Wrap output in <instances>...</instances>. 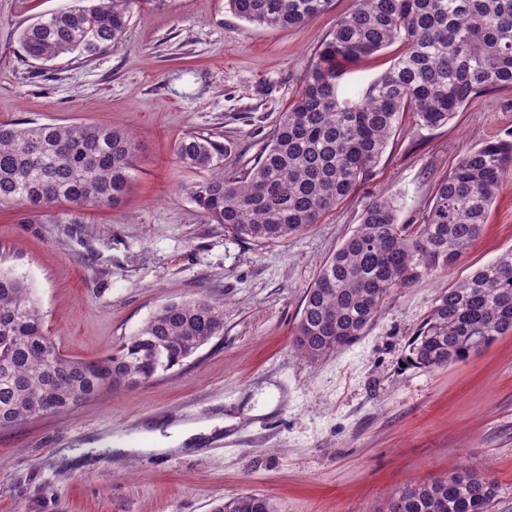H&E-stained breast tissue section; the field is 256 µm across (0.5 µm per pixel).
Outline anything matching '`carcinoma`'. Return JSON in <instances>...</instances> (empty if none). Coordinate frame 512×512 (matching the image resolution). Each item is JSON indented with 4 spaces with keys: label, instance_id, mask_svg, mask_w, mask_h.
I'll return each instance as SVG.
<instances>
[{
    "label": "carcinoma",
    "instance_id": "carcinoma-1",
    "mask_svg": "<svg viewBox=\"0 0 512 512\" xmlns=\"http://www.w3.org/2000/svg\"><path fill=\"white\" fill-rule=\"evenodd\" d=\"M164 0H89L45 14L19 36L26 57L86 58L124 37L133 9ZM329 0H227L240 19L301 28ZM402 46L392 66L356 95L341 79L363 58ZM512 87V0H356L306 67L297 98L244 176L220 172L185 188L209 224L246 243H276L316 224L380 160L404 112L422 125L448 122L480 93ZM133 133L88 124L0 123V203L36 214L58 202L117 206L131 190ZM182 164L218 167L221 144L186 135ZM512 141L470 150L437 184L420 224L398 222L401 203L378 197L306 289L292 347L317 359L359 338L386 300L430 271L454 266L486 224ZM512 332V249L441 291L411 343L424 368L458 363ZM224 335V309L207 298L171 302L117 348L93 360L63 355L44 327L33 288L0 269V429L66 414L118 388L164 375ZM498 486L478 470L403 488L388 512H489ZM213 512H273L245 493Z\"/></svg>",
    "mask_w": 512,
    "mask_h": 512
}]
</instances>
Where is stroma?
Wrapping results in <instances>:
<instances>
[{
	"instance_id": "1",
	"label": "stroma",
	"mask_w": 512,
	"mask_h": 512,
	"mask_svg": "<svg viewBox=\"0 0 512 512\" xmlns=\"http://www.w3.org/2000/svg\"><path fill=\"white\" fill-rule=\"evenodd\" d=\"M70 4L0 0V122L133 131L132 189L114 207L58 203L36 216L0 204V266L32 285L71 357L104 355L172 301L223 304L224 334L138 388L0 430V512H212L243 492L274 512H385L403 487L482 466L499 486L492 512H512V332L456 364L409 362L439 292L512 248V174L455 266L395 291L338 352L310 360L291 345L306 288L369 202L399 195L400 223H420L458 159L512 141V87L437 127L404 114L366 180L317 224L244 243L205 222L185 193L201 173L174 145L208 136L224 146L225 174L253 167L354 0H329L298 29L248 23L226 0H164L135 8L121 44L93 59H26L20 31ZM215 419L223 427L189 451L112 453L132 436Z\"/></svg>"
}]
</instances>
